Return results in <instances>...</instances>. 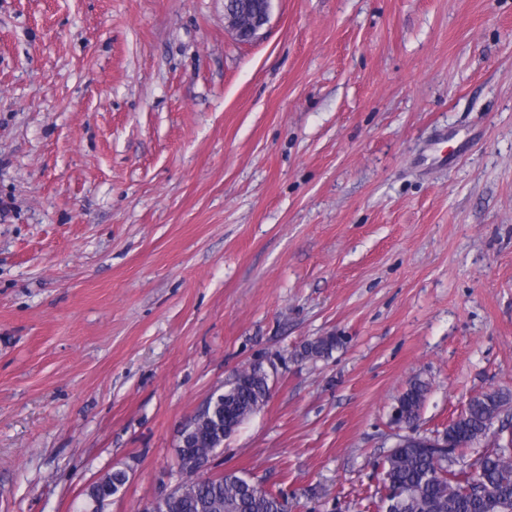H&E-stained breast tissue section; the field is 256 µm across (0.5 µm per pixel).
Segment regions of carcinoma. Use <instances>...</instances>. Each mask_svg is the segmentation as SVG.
<instances>
[{
	"label": "carcinoma",
	"mask_w": 512,
	"mask_h": 512,
	"mask_svg": "<svg viewBox=\"0 0 512 512\" xmlns=\"http://www.w3.org/2000/svg\"><path fill=\"white\" fill-rule=\"evenodd\" d=\"M334 336H323L303 346L300 356L305 359L325 358L336 348ZM270 392L269 377L254 363L238 373L237 381L227 386L219 397L210 400L209 409L222 426L232 428L255 413L265 403ZM426 385L414 380L399 398L400 417L411 424L419 418ZM508 404L504 395L482 393L475 396L465 416L450 428L448 437L455 445L473 442L485 434L492 419ZM218 436L205 426L195 447L187 452L206 459L213 452ZM383 484L377 494L389 491L401 500V512H492L494 507L478 496H465L459 487L469 483V477L453 465L443 464L423 448H406L390 453L383 464ZM487 493L497 502L512 503V459L503 455L484 463ZM126 484L124 471L117 469L90 485L93 493L103 500L112 497V487ZM166 512H282L277 493L249 490L246 478L238 474L207 477L180 488L166 504Z\"/></svg>",
	"instance_id": "carcinoma-1"
}]
</instances>
